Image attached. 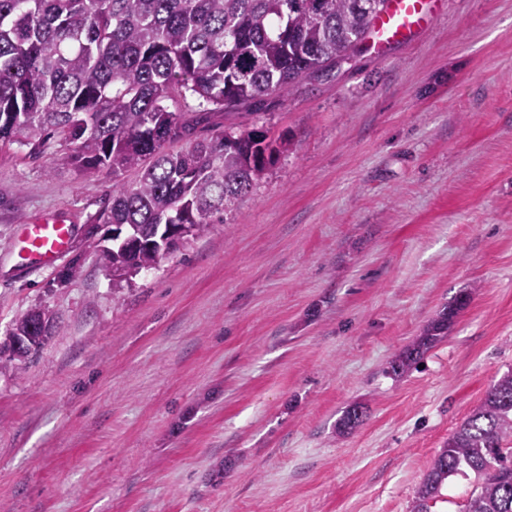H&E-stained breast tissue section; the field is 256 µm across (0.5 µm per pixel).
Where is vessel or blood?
<instances>
[{
  "instance_id": "1",
  "label": "vessel or blood",
  "mask_w": 512,
  "mask_h": 512,
  "mask_svg": "<svg viewBox=\"0 0 512 512\" xmlns=\"http://www.w3.org/2000/svg\"><path fill=\"white\" fill-rule=\"evenodd\" d=\"M437 0H386L373 19L369 38L377 53L409 42L427 29ZM71 225L62 220L23 225L19 242L27 263L48 267L66 254L72 243Z\"/></svg>"
}]
</instances>
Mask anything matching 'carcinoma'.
I'll return each instance as SVG.
<instances>
[{
	"mask_svg": "<svg viewBox=\"0 0 512 512\" xmlns=\"http://www.w3.org/2000/svg\"><path fill=\"white\" fill-rule=\"evenodd\" d=\"M385 0H0V141L38 154L58 138L73 146L80 173L112 177V200L96 218L117 233L99 248L120 290L158 266L168 224H192L170 244L173 254L214 223L228 224L275 157L289 143L263 131L227 127L192 138L206 112L170 109L191 96L226 110L269 93L291 92L350 56ZM187 140L171 151L168 145ZM134 171L130 183L126 174ZM467 298L446 307L391 360L407 372L448 335ZM47 310L16 320L2 369H22L51 335ZM350 407L345 430L363 422ZM471 471L476 488L465 512H512V370L437 452L412 512H428L448 479Z\"/></svg>",
	"mask_w": 512,
	"mask_h": 512,
	"instance_id": "carcinoma-1",
	"label": "carcinoma"
}]
</instances>
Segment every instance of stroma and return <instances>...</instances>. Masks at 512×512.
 Segmentation results:
<instances>
[{
    "label": "stroma",
    "instance_id": "stroma-1",
    "mask_svg": "<svg viewBox=\"0 0 512 512\" xmlns=\"http://www.w3.org/2000/svg\"><path fill=\"white\" fill-rule=\"evenodd\" d=\"M227 126L290 150L231 223L118 292L92 233L111 177L55 139L0 145V348L29 310L56 318L0 372V512H411L512 370V0H442L415 41L360 44L195 135ZM51 219L70 251L23 266L19 225ZM352 405L363 423L339 429ZM467 296L446 307L439 316L430 321L420 336L391 360L388 372L399 376L407 372L434 344L447 336L460 309L466 304Z\"/></svg>",
    "mask_w": 512,
    "mask_h": 512
}]
</instances>
